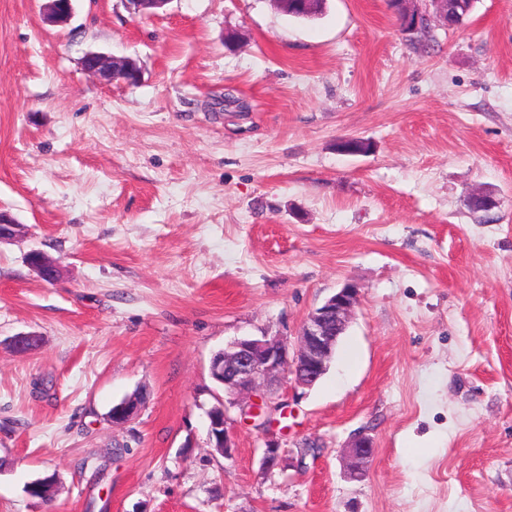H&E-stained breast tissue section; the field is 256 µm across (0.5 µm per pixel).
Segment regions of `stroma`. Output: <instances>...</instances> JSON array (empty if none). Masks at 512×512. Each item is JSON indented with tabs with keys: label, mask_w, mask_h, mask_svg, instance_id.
Segmentation results:
<instances>
[{
	"label": "stroma",
	"mask_w": 512,
	"mask_h": 512,
	"mask_svg": "<svg viewBox=\"0 0 512 512\" xmlns=\"http://www.w3.org/2000/svg\"><path fill=\"white\" fill-rule=\"evenodd\" d=\"M42 7L0 0V209L25 226L0 244V512H512V0H477L430 49L387 0L308 20L74 0L58 26ZM91 51L140 82L98 81ZM346 137L373 148L340 153ZM348 283L327 372L284 381L267 429L236 418L224 458L213 355L296 343ZM23 332L40 343L19 355ZM360 434L376 451L350 480ZM44 479L48 501L27 491ZM28 264L45 281H54L59 275V266L56 259L41 250H34L29 253ZM144 404L143 396L135 395L125 398L119 405L112 407V424L123 425L130 422ZM374 442L365 436L357 437L341 456L344 471L352 478L363 476L374 456Z\"/></svg>",
	"instance_id": "stroma-1"
}]
</instances>
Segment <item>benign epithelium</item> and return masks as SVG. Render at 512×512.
<instances>
[{
  "label": "benign epithelium",
  "instance_id": "1",
  "mask_svg": "<svg viewBox=\"0 0 512 512\" xmlns=\"http://www.w3.org/2000/svg\"><path fill=\"white\" fill-rule=\"evenodd\" d=\"M134 16L163 8L169 0H125ZM429 7L422 10L414 0H398L405 34L416 32L426 23L448 27L452 0H427ZM73 13V0H48L46 19L64 23ZM83 68L99 80L110 84L115 80L127 84L141 79L136 63L128 59L118 61L104 53L89 52L82 62ZM23 225L14 217L0 211V244L21 236ZM28 264L45 281L59 275V266L53 257L41 250L28 255ZM358 301V288L347 284L328 298L322 306L308 314L303 322L298 345L290 349L287 339L281 336L261 338L243 337L230 342L219 356L210 361L211 378L224 386L228 400L219 403L206 413L208 442L225 458H232L236 444L231 424V410L242 415L259 416L261 411H279L282 404L275 401V387L285 376H292L295 384L310 388L326 373L336 344L346 330ZM144 397L135 395L112 407V424L130 422L142 409ZM374 442L360 436L346 447L341 456L344 471L352 478L363 476L374 456ZM284 450L272 440L262 448L261 465L272 472L282 468Z\"/></svg>",
  "mask_w": 512,
  "mask_h": 512
}]
</instances>
